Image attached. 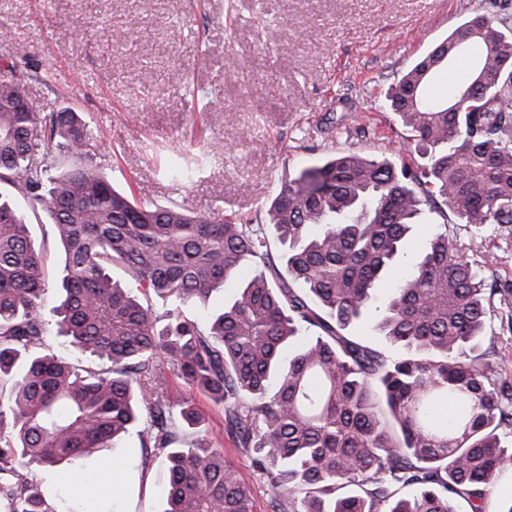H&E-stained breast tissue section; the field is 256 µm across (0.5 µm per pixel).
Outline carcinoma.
<instances>
[{
  "mask_svg": "<svg viewBox=\"0 0 512 512\" xmlns=\"http://www.w3.org/2000/svg\"><path fill=\"white\" fill-rule=\"evenodd\" d=\"M467 58L462 88L430 100L435 73ZM24 78L0 74V182L45 211L64 250L56 335L107 369L67 362L48 343L46 282L29 224L0 199V512H58L31 478L89 463L136 434L168 464L163 512H252V490L207 437L202 415L168 393L173 375L224 406L271 512H488L512 467V389L476 351L486 288L448 235L429 237L410 275L375 307L388 355L350 334L392 272L421 206L436 198L467 224H512V16L478 14L404 72L390 108L423 167L359 151L301 169L267 225L184 206H143L93 165L97 140L76 113L47 111ZM71 157L54 171V149ZM126 270L123 286L110 269ZM252 274L208 329L183 306ZM162 302L158 315L154 302ZM150 420L142 421V410ZM113 493L71 496L63 512H112Z\"/></svg>",
  "mask_w": 512,
  "mask_h": 512,
  "instance_id": "1",
  "label": "carcinoma"
}]
</instances>
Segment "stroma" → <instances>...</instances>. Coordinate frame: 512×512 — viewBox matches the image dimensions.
Returning <instances> with one entry per match:
<instances>
[{
	"label": "stroma",
	"mask_w": 512,
	"mask_h": 512,
	"mask_svg": "<svg viewBox=\"0 0 512 512\" xmlns=\"http://www.w3.org/2000/svg\"><path fill=\"white\" fill-rule=\"evenodd\" d=\"M490 0H0V66L26 55V90L54 101L100 137L94 163L142 205L180 204L265 222L281 184L346 150L399 161L414 143L386 97L404 71ZM126 34L113 44L111 34ZM196 105H189L190 95ZM189 172L169 180L167 159ZM45 249L43 306L52 318L64 253L51 220L1 182ZM447 233L461 259L497 291L482 349L499 382L512 383V224L475 226L444 205L424 207L402 247L410 270L425 237ZM173 394L189 393L181 379ZM192 394V393H189ZM201 433L223 448L252 488L253 512L273 489L241 456L224 408L202 393ZM125 487L116 512H163L166 465L143 459L137 436L113 456Z\"/></svg>",
	"instance_id": "obj_1"
}]
</instances>
